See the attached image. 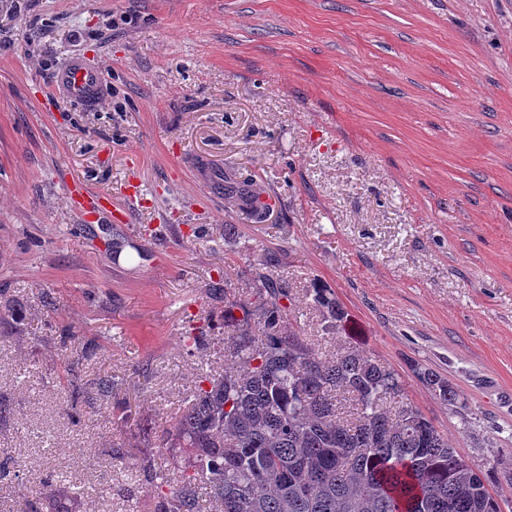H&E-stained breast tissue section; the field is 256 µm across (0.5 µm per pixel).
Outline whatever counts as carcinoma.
Wrapping results in <instances>:
<instances>
[{"label": "carcinoma", "instance_id": "cac0c4a2", "mask_svg": "<svg viewBox=\"0 0 512 512\" xmlns=\"http://www.w3.org/2000/svg\"><path fill=\"white\" fill-rule=\"evenodd\" d=\"M224 194L258 221L269 210L235 182ZM246 287V298L224 288V375L198 387L176 423L181 479L156 512H202L204 496L219 512H501L389 367L350 347L316 354L288 323L287 281L257 272ZM312 302L344 319L327 289ZM417 375L460 403L446 379Z\"/></svg>", "mask_w": 512, "mask_h": 512}]
</instances>
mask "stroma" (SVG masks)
Instances as JSON below:
<instances>
[{"mask_svg": "<svg viewBox=\"0 0 512 512\" xmlns=\"http://www.w3.org/2000/svg\"><path fill=\"white\" fill-rule=\"evenodd\" d=\"M78 55L93 109L48 90ZM69 178L128 223L82 218ZM252 266L286 277L319 355L394 369L512 512V0H0V512L36 477L81 512H154L133 467L176 453ZM224 183V195H228L229 198L237 197L251 211L252 216L256 220L261 221L264 214L269 210L268 205L260 202L259 198H257L258 196L246 191V189L238 186L237 183L227 180H224ZM256 198L257 200L254 202ZM312 302L323 313L325 319L331 323H338L344 319L345 312L326 288L313 289ZM417 375L420 380L432 389L435 395L444 403L453 407L460 403V395L454 387L448 384L446 379L426 370H419Z\"/></svg>", "mask_w": 512, "mask_h": 512, "instance_id": "stroma-1", "label": "stroma"}]
</instances>
